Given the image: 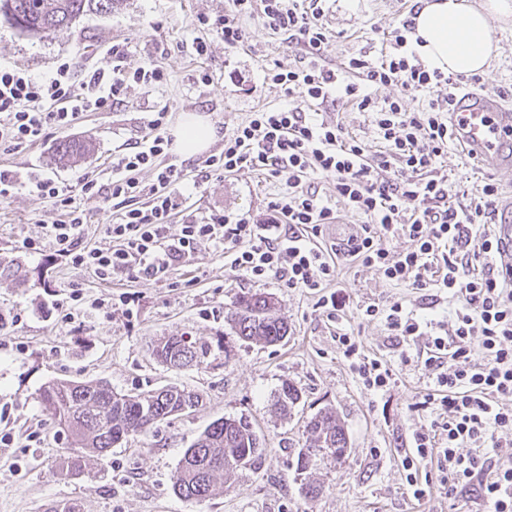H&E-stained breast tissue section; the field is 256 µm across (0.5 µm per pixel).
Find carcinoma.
Segmentation results:
<instances>
[{
  "mask_svg": "<svg viewBox=\"0 0 512 512\" xmlns=\"http://www.w3.org/2000/svg\"><path fill=\"white\" fill-rule=\"evenodd\" d=\"M118 0H0V14L23 33L48 37L72 25L86 12L112 13ZM89 151L87 143L64 140L57 145L58 161L80 158ZM269 296L240 297L234 318L235 333L245 341L272 344L288 334V323L271 315ZM156 357L172 368L198 366L207 349L187 336H168L155 346ZM301 392L284 383L274 396L272 407L290 411ZM40 401L58 425L66 428L74 443L90 453H101L119 441L147 431L145 424L160 416L181 414L184 403L199 401V395L177 388L162 389L143 396L112 391L101 382L87 381L78 387L72 382L50 381L40 392ZM306 428L309 444L298 449L296 473H307L324 458L346 453L348 438L336 413L325 409L310 418ZM267 448L246 417L214 421L186 449L173 477L174 492L186 500L204 499L221 491L219 479L238 470L261 468Z\"/></svg>",
  "mask_w": 512,
  "mask_h": 512,
  "instance_id": "carcinoma-1",
  "label": "carcinoma"
}]
</instances>
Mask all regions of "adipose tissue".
I'll return each instance as SVG.
<instances>
[{
  "label": "adipose tissue",
  "mask_w": 512,
  "mask_h": 512,
  "mask_svg": "<svg viewBox=\"0 0 512 512\" xmlns=\"http://www.w3.org/2000/svg\"><path fill=\"white\" fill-rule=\"evenodd\" d=\"M512 21V0H424L415 18L412 44L429 69L472 75L484 72L496 50L495 24ZM216 136L205 117L186 114L172 131L176 153L205 152Z\"/></svg>",
  "instance_id": "adipose-tissue-1"
}]
</instances>
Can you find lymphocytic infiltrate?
<instances>
[{"instance_id": "f902f5d3", "label": "lymphocytic infiltrate", "mask_w": 512, "mask_h": 512, "mask_svg": "<svg viewBox=\"0 0 512 512\" xmlns=\"http://www.w3.org/2000/svg\"><path fill=\"white\" fill-rule=\"evenodd\" d=\"M326 0H231L224 14L198 17L225 46L237 48L247 40L242 21L259 18L265 29L282 36L301 64L266 72V80L287 95L298 94L319 103L347 99L371 113L382 152L373 154L356 138L307 115L301 108L261 109L224 138L220 153L204 164L227 173L261 172L283 187L273 205L269 224L247 218L212 214L184 221L171 233L172 216L181 207L185 175L165 164L169 114L156 112L151 134L122 154L109 182L92 174L70 184L46 175L33 180L38 200L51 203L62 217L53 224L50 241L59 256L100 282L130 275L146 282L168 279L205 244L221 249L234 271L254 280L277 276L288 287L319 292L318 305L338 316L349 300L344 289H332L337 264L311 238L336 215L312 188L321 177L334 179L337 195L352 212L363 216L360 236L348 242L347 254L375 268L387 281L418 288L434 286L448 299V317L435 320L396 301L388 306L367 305L363 316L383 322L400 345L402 365L419 364L433 376L434 391L420 409L437 405L430 431L412 434V451L403 461L406 481L415 499L424 489L415 475L417 465L433 459L442 474L448 497L475 490L486 512H512V461L495 459L502 435L512 434V269L500 266L494 224L499 219L500 188L484 182L478 195L465 204H452L454 184L442 159L454 143L448 114L455 107L460 79L428 70L408 48L419 5H411L399 25L387 32L390 51L380 62L363 55L345 63L353 76L346 82L329 65V41L323 24ZM125 51L112 49V73L88 71L75 82L71 62L55 72L33 77L23 70L0 67V146L18 149L47 140L52 128L65 129L86 112L105 108L126 83L150 86L166 74L158 64L127 72ZM393 84L417 92L439 89L427 108L409 112L401 99H378L374 91ZM154 172L142 183V169ZM89 199H123L128 208L106 225L113 245L92 248L84 243L86 217L73 210L74 194ZM414 203L406 212L405 203ZM405 236L410 250L391 255L388 238ZM337 341L363 385L376 393L388 391L396 379L388 362L360 351L355 336L341 333ZM423 342L424 359H415L409 346ZM479 344L483 360L471 358Z\"/></svg>"}]
</instances>
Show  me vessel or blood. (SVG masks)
Segmentation results:
<instances>
[{
	"mask_svg": "<svg viewBox=\"0 0 512 512\" xmlns=\"http://www.w3.org/2000/svg\"><path fill=\"white\" fill-rule=\"evenodd\" d=\"M461 149L484 168L498 172L512 168V105L489 93L463 94L450 115ZM496 227L501 262L512 267V201Z\"/></svg>",
	"mask_w": 512,
	"mask_h": 512,
	"instance_id": "obj_1",
	"label": "vessel or blood"
}]
</instances>
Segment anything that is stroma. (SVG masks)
<instances>
[{"mask_svg": "<svg viewBox=\"0 0 512 512\" xmlns=\"http://www.w3.org/2000/svg\"><path fill=\"white\" fill-rule=\"evenodd\" d=\"M228 6V0H117L111 14L84 15L47 40L0 22V65L36 77L68 60L80 68L89 64L111 71L115 45L126 48L128 69L156 61L166 73L160 84H128L114 103L86 113L72 128L53 131L49 143L0 149V170L12 171L17 180L12 194L0 201V313L17 317L0 330V436L13 438L10 446H0V512H59L63 507L74 512H483L476 494L448 499L435 464L428 461L417 474L426 496L417 501L406 493L401 461L413 431L429 430L433 420L430 412L415 408L433 389L424 370L400 366L395 386L374 394L351 370L336 340L342 328L354 334L364 354L396 359L384 324L366 321L361 310L396 300L416 310L431 307L430 289L390 283L375 269L343 259L338 284L350 303L333 321L317 307L316 295L276 277L248 279L225 266L208 244L169 280L155 284L127 277L100 283L47 244V232L60 213L36 199L31 173L72 184L87 172L110 179L113 159L147 134L149 120L163 108L176 118L187 112L204 115L229 133L248 123L255 110L287 104L283 88L264 78L268 68L298 63L280 36L257 18H247L248 41L231 50L197 27L198 16L219 15ZM409 7L408 0H328L323 22L333 66L342 67L356 53L378 62L383 32L396 27ZM199 37L209 42L201 57L192 48ZM494 39L498 50L480 81L491 92L512 85V25L495 29ZM160 42L167 53L157 60L153 51ZM205 72L211 82L201 81ZM303 109L340 124L370 150L380 149L371 115L356 104L307 102ZM72 139L91 143V152L70 165L57 163V145ZM166 161L183 169L189 183L187 211L174 217V234L190 213L217 211L269 223L271 204L283 192L261 173L212 171L199 158L174 152ZM314 186L338 216L337 224L322 226L318 244L327 248L334 235L345 240L359 235L361 219L337 197L333 180L319 178ZM76 205L87 217V244L111 247L105 226L118 215L114 204L80 197ZM29 238L44 241L43 251H25L22 242ZM73 284L84 293L78 306L69 299ZM247 293L274 297L277 315L289 326L283 341L252 343L235 335L230 315L238 297ZM97 298L105 299V306L95 308ZM68 312L73 318L67 322ZM181 335L208 345L201 365L174 369L156 358L160 339ZM51 380H101L131 396L174 386L197 393L202 404L106 453L86 457L80 471L64 477L60 463L70 453L71 439L39 402L41 388ZM285 382L296 386L302 398L290 415L279 417L270 404ZM327 407L347 430L348 451L343 462L328 459L310 470V481L322 487L311 498L296 479V454L307 439L306 422ZM241 415L252 421L267 448L262 467L239 471L213 497L188 501L177 496L173 475L185 450L213 421Z\"/></svg>", "mask_w": 512, "mask_h": 512, "instance_id": "1", "label": "stroma"}]
</instances>
